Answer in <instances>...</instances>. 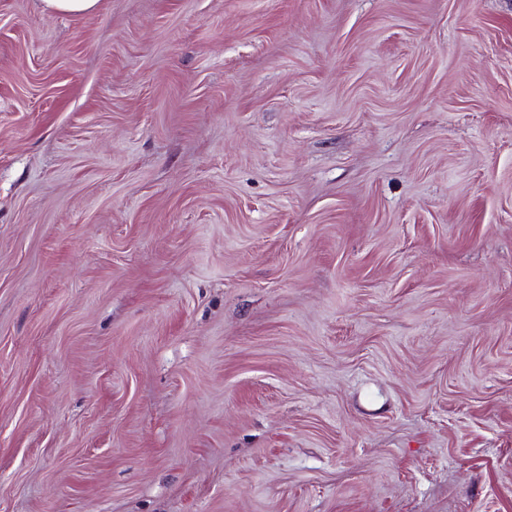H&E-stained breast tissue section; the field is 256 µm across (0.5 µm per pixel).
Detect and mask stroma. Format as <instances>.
<instances>
[{
	"mask_svg": "<svg viewBox=\"0 0 512 512\" xmlns=\"http://www.w3.org/2000/svg\"><path fill=\"white\" fill-rule=\"evenodd\" d=\"M0 512H512V0H0ZM45 11L72 15L93 12L99 0H41Z\"/></svg>",
	"mask_w": 512,
	"mask_h": 512,
	"instance_id": "35a3bbf8",
	"label": "stroma"
}]
</instances>
